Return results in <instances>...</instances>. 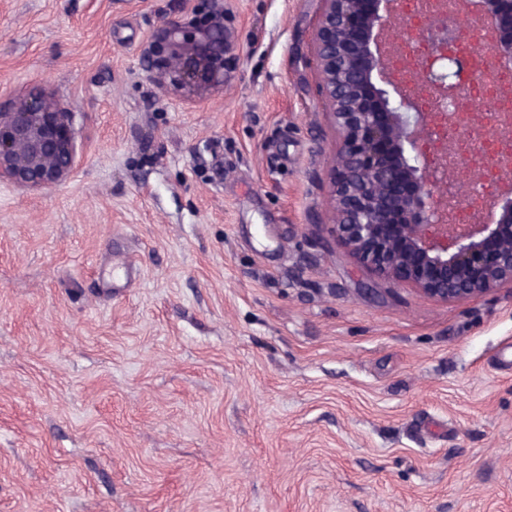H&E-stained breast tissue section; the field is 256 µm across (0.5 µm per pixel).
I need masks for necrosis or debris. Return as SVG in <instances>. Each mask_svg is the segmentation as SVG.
<instances>
[{"label":"necrosis or debris","mask_w":512,"mask_h":512,"mask_svg":"<svg viewBox=\"0 0 512 512\" xmlns=\"http://www.w3.org/2000/svg\"><path fill=\"white\" fill-rule=\"evenodd\" d=\"M398 8L406 25V36L399 40L388 66L409 89L420 111L428 116L433 136L421 146L426 155H435L440 149L445 116L435 102L429 81L423 80L422 75L432 70L434 59L439 57L462 62L456 77L461 91L452 108L455 154L468 159L483 183L482 193L461 200L454 207V223L467 224L484 208L489 194L507 185L499 164L512 160V136L502 133L504 127L512 125V70L494 66L483 51L484 46L493 42V31H479L459 22L457 0H399ZM433 20L447 22L446 40L427 37L428 25Z\"/></svg>","instance_id":"obj_1"}]
</instances>
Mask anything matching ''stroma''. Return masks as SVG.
I'll list each match as a JSON object with an SVG mask.
<instances>
[{
  "label": "stroma",
  "instance_id": "1",
  "mask_svg": "<svg viewBox=\"0 0 512 512\" xmlns=\"http://www.w3.org/2000/svg\"><path fill=\"white\" fill-rule=\"evenodd\" d=\"M206 99L140 53L180 0H0V107L75 112L0 184V512H512V288L443 303L324 229L321 0H227ZM74 113L40 85L0 111V182L26 189L63 184L76 166Z\"/></svg>",
  "mask_w": 512,
  "mask_h": 512
}]
</instances>
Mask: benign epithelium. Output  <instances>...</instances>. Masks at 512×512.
<instances>
[{
    "instance_id": "benign-epithelium-1",
    "label": "benign epithelium",
    "mask_w": 512,
    "mask_h": 512,
    "mask_svg": "<svg viewBox=\"0 0 512 512\" xmlns=\"http://www.w3.org/2000/svg\"><path fill=\"white\" fill-rule=\"evenodd\" d=\"M315 42L319 89L339 137L327 230L362 266L445 302L512 288V198L494 201L480 224L451 223L460 200L452 150L418 151L426 113L387 77L397 41L386 34L397 0H323ZM471 19L491 26L493 61L512 66V0H468ZM237 48L224 0H181L161 16L140 62L162 90L198 99L224 87L226 56ZM459 63L442 59L430 76L435 95L459 93ZM76 164L74 112L40 85L0 111V182L59 186ZM438 187L445 193L435 194Z\"/></svg>"
}]
</instances>
